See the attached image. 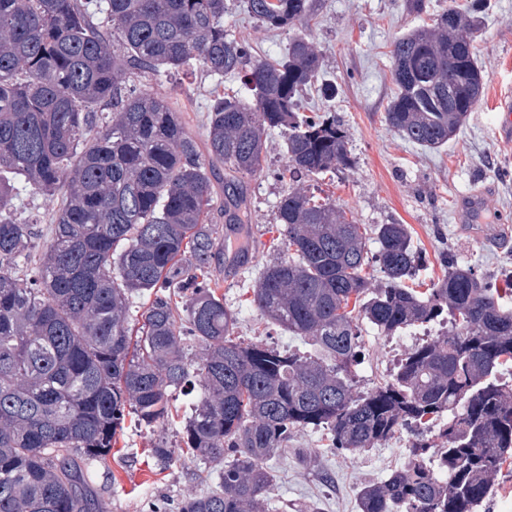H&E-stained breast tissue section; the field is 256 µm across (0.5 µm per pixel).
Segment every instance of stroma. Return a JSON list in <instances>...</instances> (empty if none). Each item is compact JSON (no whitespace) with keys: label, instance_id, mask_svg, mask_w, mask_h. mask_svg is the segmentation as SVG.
I'll return each mask as SVG.
<instances>
[{"label":"stroma","instance_id":"obj_1","mask_svg":"<svg viewBox=\"0 0 512 512\" xmlns=\"http://www.w3.org/2000/svg\"><path fill=\"white\" fill-rule=\"evenodd\" d=\"M449 2L429 0L427 13L416 15L407 10L405 0H314L308 31L324 56V67L319 85L308 89L305 99L310 109L335 112L356 157L355 165L339 173L334 183H323V190L354 223L408 225L425 258L417 288H428L441 278V256L447 251L502 287L512 281V141L499 135L503 107L512 101V0H487L483 8L474 45L487 77L485 93L448 147L422 148L389 129L384 119L394 89L392 41L429 24L431 15ZM224 27L258 58H280L291 37L290 32L261 27L239 4L225 15ZM137 84L181 112L201 145L206 142L204 114L216 94L227 88L242 98L251 96L238 78L228 76L220 82L202 71L188 78L141 77ZM285 163L284 139L272 133L262 172L246 181L249 209L244 237L257 270L277 256L273 243L281 227L274 212L288 185L274 172ZM470 195L491 202L483 224L473 233L462 230L456 220ZM221 290L238 316V340L316 356V348L306 339L261 317L241 279L222 282ZM361 329L364 359L356 387L364 392L389 381L397 360L441 334L443 327L411 326L390 336L367 323ZM195 401V395L175 392L173 420L149 429L130 426L117 437L95 482L109 512H152L156 507L177 512L182 498L215 485V476L203 464L177 454L163 463L151 452L161 439L178 444L182 422L191 415ZM411 441L409 433L401 432L377 447L341 454L330 451L325 431H300L287 453L271 462L269 512H305L312 504L321 512H358L359 490L405 467Z\"/></svg>","mask_w":512,"mask_h":512}]
</instances>
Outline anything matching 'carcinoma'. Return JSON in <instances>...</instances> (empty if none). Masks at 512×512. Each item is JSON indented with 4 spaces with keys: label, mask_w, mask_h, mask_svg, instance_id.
Wrapping results in <instances>:
<instances>
[{
    "label": "carcinoma",
    "mask_w": 512,
    "mask_h": 512,
    "mask_svg": "<svg viewBox=\"0 0 512 512\" xmlns=\"http://www.w3.org/2000/svg\"><path fill=\"white\" fill-rule=\"evenodd\" d=\"M232 2L0 0V512H108L93 478L126 418L169 420L170 394L193 376L200 394L181 442L219 469L218 486L179 512H268V462L309 427L338 452L413 436L407 466L362 487L360 512H479L512 458L501 378L512 307L474 267L448 253L437 282L410 288L422 257L407 225L375 224L368 238L330 198L291 187L275 210L281 257L255 279L252 303L328 361L233 338L237 316L213 279L224 246L208 221L214 164L224 223L242 224L241 177L263 169L272 131L287 151L279 179L334 175L355 157L336 116L302 112L299 93L323 68L313 40L300 31L284 57L254 59L224 30ZM312 2L243 0L269 30H300ZM484 5L451 3L393 42L385 122L404 139L442 148L480 102ZM197 67L252 92L213 99L203 151L182 113L133 83ZM13 179L56 203L50 238L40 215L15 216ZM145 295L134 337L133 299ZM364 321L385 335L450 328L358 392ZM433 418L444 423L429 437Z\"/></svg>",
    "instance_id": "obj_1"
}]
</instances>
